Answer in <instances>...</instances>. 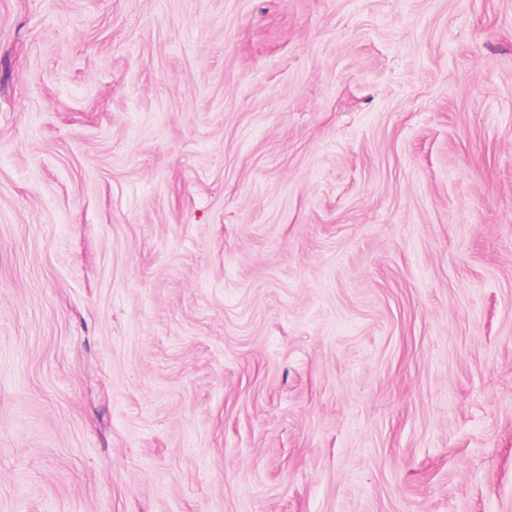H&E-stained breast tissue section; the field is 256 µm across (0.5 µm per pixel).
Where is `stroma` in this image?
Listing matches in <instances>:
<instances>
[{"label":"stroma","mask_w":512,"mask_h":512,"mask_svg":"<svg viewBox=\"0 0 512 512\" xmlns=\"http://www.w3.org/2000/svg\"><path fill=\"white\" fill-rule=\"evenodd\" d=\"M0 512H512V0H0Z\"/></svg>","instance_id":"stroma-1"}]
</instances>
